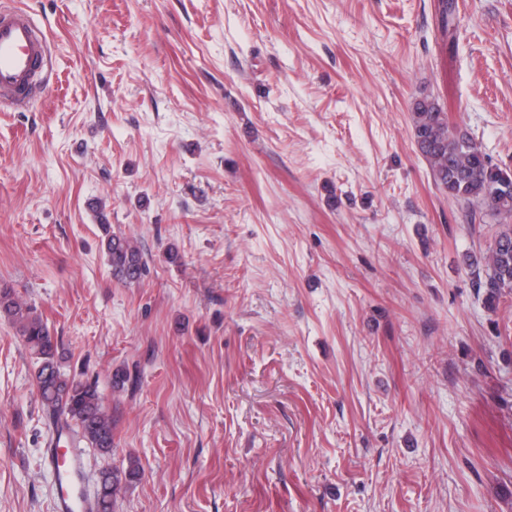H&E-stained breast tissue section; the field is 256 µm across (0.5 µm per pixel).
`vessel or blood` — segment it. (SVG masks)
<instances>
[{"mask_svg":"<svg viewBox=\"0 0 512 512\" xmlns=\"http://www.w3.org/2000/svg\"><path fill=\"white\" fill-rule=\"evenodd\" d=\"M51 68L47 34L18 0H0V108H28L35 99L37 86L47 79ZM48 459L60 484L54 512H93L91 501L76 492L82 474L79 455L53 448Z\"/></svg>","mask_w":512,"mask_h":512,"instance_id":"b4317fda","label":"vessel or blood"}]
</instances>
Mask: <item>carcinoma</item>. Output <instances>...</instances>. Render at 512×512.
Segmentation results:
<instances>
[{"label": "carcinoma", "instance_id": "carcinoma-1", "mask_svg": "<svg viewBox=\"0 0 512 512\" xmlns=\"http://www.w3.org/2000/svg\"><path fill=\"white\" fill-rule=\"evenodd\" d=\"M456 11L454 0H439L441 30L450 34V21ZM413 133L421 154L428 161L437 185L448 197L466 208L470 223L484 222V208H475L486 187L499 181L509 169L490 162L473 139L448 122V113L432 99L415 102ZM504 213L485 262V279L477 282L486 289V304L496 310L500 298L512 293V196L496 205ZM102 247L112 275L124 283H136L148 272L140 249L130 240L105 233ZM0 317L17 329L29 351L37 359L35 379L51 432L72 433L81 442L108 453L113 447V425L96 384L71 379L61 371L59 343L47 323L22 301L15 291L0 286ZM139 474L136 462L125 470L101 473L95 493V512H112L113 498L121 485Z\"/></svg>", "mask_w": 512, "mask_h": 512}]
</instances>
